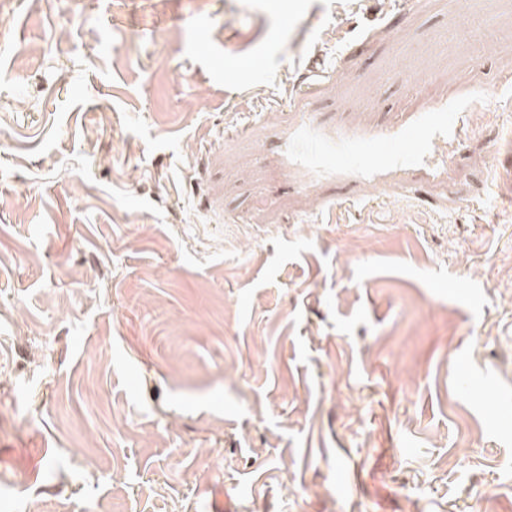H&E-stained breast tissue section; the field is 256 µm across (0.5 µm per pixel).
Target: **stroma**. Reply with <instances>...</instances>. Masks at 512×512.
Segmentation results:
<instances>
[{
	"label": "stroma",
	"instance_id": "stroma-1",
	"mask_svg": "<svg viewBox=\"0 0 512 512\" xmlns=\"http://www.w3.org/2000/svg\"><path fill=\"white\" fill-rule=\"evenodd\" d=\"M0 512H512V0H0Z\"/></svg>",
	"mask_w": 512,
	"mask_h": 512
}]
</instances>
